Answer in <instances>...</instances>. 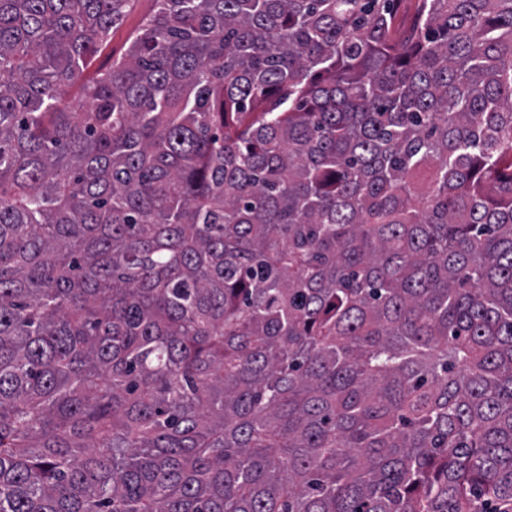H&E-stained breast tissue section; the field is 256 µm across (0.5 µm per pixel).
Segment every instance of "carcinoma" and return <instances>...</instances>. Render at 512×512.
Segmentation results:
<instances>
[{"label":"carcinoma","mask_w":512,"mask_h":512,"mask_svg":"<svg viewBox=\"0 0 512 512\" xmlns=\"http://www.w3.org/2000/svg\"><path fill=\"white\" fill-rule=\"evenodd\" d=\"M155 2L0 0V512H512V0ZM155 9L153 0H135L122 23L112 29V49L118 53L127 42L132 32L136 31L144 19Z\"/></svg>","instance_id":"1"}]
</instances>
